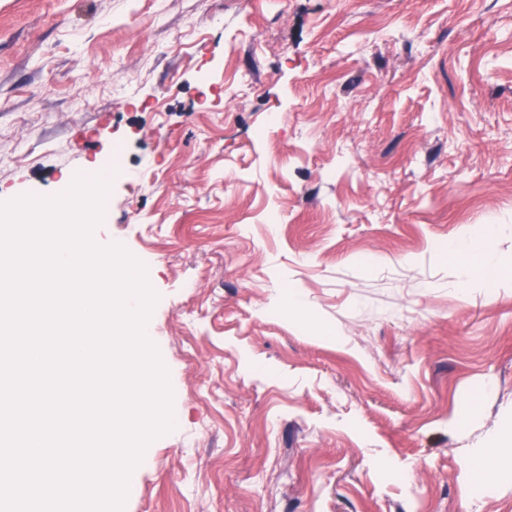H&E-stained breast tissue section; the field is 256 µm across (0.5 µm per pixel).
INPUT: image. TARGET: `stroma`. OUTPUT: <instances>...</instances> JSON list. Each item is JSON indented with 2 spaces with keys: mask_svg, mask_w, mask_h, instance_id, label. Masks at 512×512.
Instances as JSON below:
<instances>
[{
  "mask_svg": "<svg viewBox=\"0 0 512 512\" xmlns=\"http://www.w3.org/2000/svg\"><path fill=\"white\" fill-rule=\"evenodd\" d=\"M117 145L174 417L123 512H512V0H0V202Z\"/></svg>",
  "mask_w": 512,
  "mask_h": 512,
  "instance_id": "1",
  "label": "stroma"
}]
</instances>
